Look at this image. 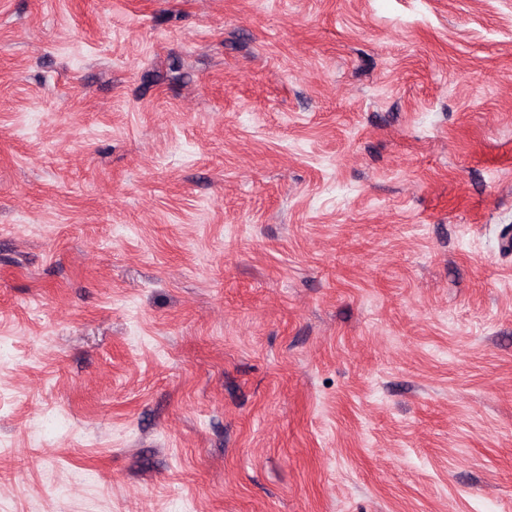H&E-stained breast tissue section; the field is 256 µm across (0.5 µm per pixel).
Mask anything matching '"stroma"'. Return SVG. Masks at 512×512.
<instances>
[{
    "instance_id": "35a3bbf8",
    "label": "stroma",
    "mask_w": 512,
    "mask_h": 512,
    "mask_svg": "<svg viewBox=\"0 0 512 512\" xmlns=\"http://www.w3.org/2000/svg\"><path fill=\"white\" fill-rule=\"evenodd\" d=\"M512 0H0V512H512Z\"/></svg>"
}]
</instances>
